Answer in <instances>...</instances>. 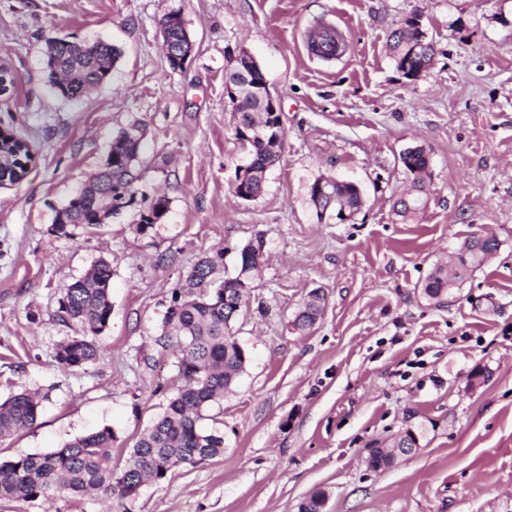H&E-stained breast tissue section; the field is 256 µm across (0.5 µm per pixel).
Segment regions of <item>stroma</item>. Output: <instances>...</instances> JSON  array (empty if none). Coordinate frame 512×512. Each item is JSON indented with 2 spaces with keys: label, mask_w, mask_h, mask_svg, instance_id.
Masks as SVG:
<instances>
[{
  "label": "stroma",
  "mask_w": 512,
  "mask_h": 512,
  "mask_svg": "<svg viewBox=\"0 0 512 512\" xmlns=\"http://www.w3.org/2000/svg\"><path fill=\"white\" fill-rule=\"evenodd\" d=\"M179 11L193 43L180 68L160 21ZM432 40L430 68L409 78L388 52L412 17ZM320 21L347 36L335 60L309 55ZM106 42L121 55L79 101L46 78L45 41ZM280 104L283 148L262 194L235 197L245 154L224 93L240 55ZM0 66L17 78L0 128L34 148L19 183L0 187V401L37 392L33 426L0 440V461L42 454L105 428L114 463L180 386L155 339L171 296L203 254L263 237L232 331L248 354L220 403L224 453L177 468L136 498L54 494L0 500V512H512V0H0ZM142 131L133 203L97 226L57 231V212L103 168L113 140ZM430 157L427 206L404 221L409 147ZM364 194L347 223L317 215L321 177ZM168 209L138 232L156 195ZM477 233L500 247L437 308L420 290L448 251ZM112 268V317L99 359L54 360L73 336L60 301L99 260ZM321 289L312 329L292 319ZM489 373L473 379L475 369ZM412 431L414 455L374 471L373 441Z\"/></svg>",
  "instance_id": "1"
}]
</instances>
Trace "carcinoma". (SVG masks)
Listing matches in <instances>:
<instances>
[{"label":"carcinoma","instance_id":"obj_1","mask_svg":"<svg viewBox=\"0 0 512 512\" xmlns=\"http://www.w3.org/2000/svg\"><path fill=\"white\" fill-rule=\"evenodd\" d=\"M165 40L178 46L189 44L181 15L172 11L161 21ZM341 39L321 32L311 42L317 53L334 54ZM420 44L419 53L409 57L410 43ZM388 49L397 70L417 77L432 64L436 54L432 41L420 42L413 20L393 30ZM49 82L56 94L77 101L109 78L119 52L105 42L80 44L50 38L45 43ZM236 136L247 147L244 163L246 179L234 188L237 197L252 200L260 195L266 173L280 160L281 145L273 142L277 132L273 113L248 94L233 107ZM141 137L138 130H126L116 137L105 166L91 175L82 196L72 199L57 212L55 224L60 231L77 224L96 225L117 214L134 200V185L139 179L138 163ZM409 188L394 202L396 214L413 220L425 207L421 196L428 176L429 154L422 146L408 148L401 156ZM22 169L12 149L0 158V175L14 176ZM316 209L330 207L336 212L357 213L364 203L363 193L353 182L340 181L328 188L321 199L311 196ZM168 199L156 196L139 213L137 231L145 232L165 215ZM495 238L483 242L465 239L448 252L427 275L422 294L435 306L444 304L448 294L481 268L490 254L497 252ZM224 251L202 256L186 277L184 291H176L165 316L163 333L157 344L176 353V366L182 384L169 399L164 412L136 441L125 464L112 465L115 434L109 428L75 438L62 447L44 453L27 454L0 462V499L30 501L54 493H89L103 498L126 499L137 495L149 481H160L173 469L193 465L224 454V436L216 428L202 427L211 407L231 391L245 370L248 357L231 332L243 303L239 286L258 271L264 260V241L257 237L242 247L238 274L216 282ZM112 269L103 260L75 280L60 301V309L76 324L80 335L59 344L54 358L65 368H80L99 357L93 336L101 333L112 315L110 282ZM325 296L316 289L308 294L304 306L294 318L299 330L311 328L322 313ZM37 393L23 389L0 403V438L31 427L38 416ZM368 467L384 469L394 463L393 449L368 448Z\"/></svg>","mask_w":512,"mask_h":512}]
</instances>
